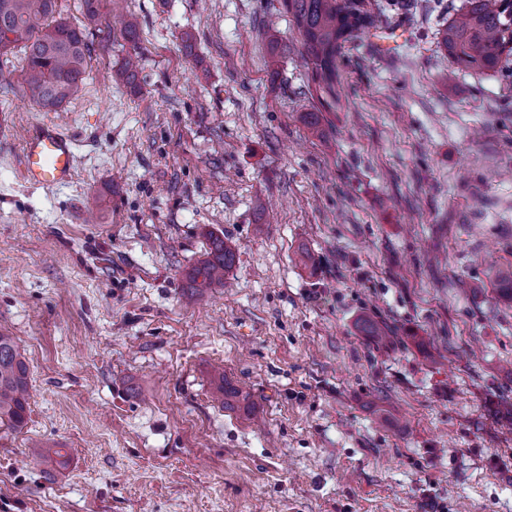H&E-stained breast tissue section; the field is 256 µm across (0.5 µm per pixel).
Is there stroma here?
I'll return each instance as SVG.
<instances>
[{"instance_id": "35a3bbf8", "label": "stroma", "mask_w": 512, "mask_h": 512, "mask_svg": "<svg viewBox=\"0 0 512 512\" xmlns=\"http://www.w3.org/2000/svg\"><path fill=\"white\" fill-rule=\"evenodd\" d=\"M370 2L393 46L347 43L329 111L282 0H104L56 112L0 54V329L30 380L0 512H512V59L449 77L462 0ZM45 122L76 146L52 188L20 177ZM213 234L227 284L187 302Z\"/></svg>"}]
</instances>
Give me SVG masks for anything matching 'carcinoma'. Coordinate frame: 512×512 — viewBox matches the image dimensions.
Listing matches in <instances>:
<instances>
[{
	"instance_id": "1",
	"label": "carcinoma",
	"mask_w": 512,
	"mask_h": 512,
	"mask_svg": "<svg viewBox=\"0 0 512 512\" xmlns=\"http://www.w3.org/2000/svg\"><path fill=\"white\" fill-rule=\"evenodd\" d=\"M505 0H463L439 32V43L453 68L495 71L512 55V13ZM301 36L299 57L311 74L321 104L336 105V59L355 32L375 27L366 0H283ZM58 0H0V53L21 47L26 66L21 84L41 110L55 112L86 78L91 50L86 27L56 18ZM233 248L219 236L189 271L192 292L224 284L234 263ZM29 368L14 338L0 333V424L18 431L27 420Z\"/></svg>"
}]
</instances>
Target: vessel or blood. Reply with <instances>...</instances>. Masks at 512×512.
<instances>
[{"instance_id": "vessel-or-blood-1", "label": "vessel or blood", "mask_w": 512, "mask_h": 512, "mask_svg": "<svg viewBox=\"0 0 512 512\" xmlns=\"http://www.w3.org/2000/svg\"><path fill=\"white\" fill-rule=\"evenodd\" d=\"M74 172L75 152L71 138L55 125L37 126L25 141L22 180L50 187L70 181Z\"/></svg>"}]
</instances>
